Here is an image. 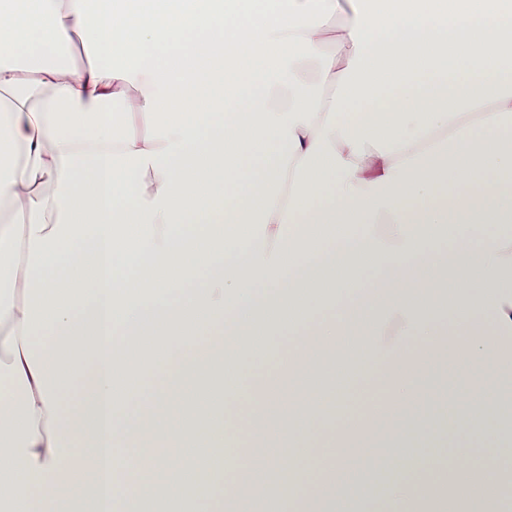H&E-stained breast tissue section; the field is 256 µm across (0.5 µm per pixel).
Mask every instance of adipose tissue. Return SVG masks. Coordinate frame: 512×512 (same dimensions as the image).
I'll return each instance as SVG.
<instances>
[{
    "label": "adipose tissue",
    "instance_id": "obj_1",
    "mask_svg": "<svg viewBox=\"0 0 512 512\" xmlns=\"http://www.w3.org/2000/svg\"><path fill=\"white\" fill-rule=\"evenodd\" d=\"M87 2L0 0V210L11 214L0 225L11 292L0 301V512L32 499L83 512L80 483L100 488L94 512H139L170 493L234 499L241 483H205L224 454L212 436L257 435L284 402L300 452L262 454L249 498L266 500L351 405L295 389L263 397L259 424L228 429L240 390L180 380L139 392L163 421L139 427L113 379L149 365L136 334L151 312L158 342L192 351L205 375L223 336L252 358L257 314L303 326L335 305L297 340L307 372L329 381L362 351L358 380L401 372L385 409L417 400L407 368L418 346L458 350L467 417L497 440L501 409L473 384L492 354L487 327L512 329V37L493 26L512 12L506 0H481L476 21L466 0H350L336 26L341 0H278L230 28L226 0H113L93 14ZM77 45L92 62L65 61ZM132 224L149 263L131 278L114 245ZM198 278L199 293L169 310ZM121 326L133 333L118 342ZM48 332L63 347L41 346ZM377 433L383 467L428 444L409 416ZM188 440L203 450L198 478L168 489L160 477L185 466ZM150 442L146 469L99 485L106 454ZM511 466L462 457L450 490L397 481L387 499L393 512H491L470 487Z\"/></svg>",
    "mask_w": 512,
    "mask_h": 512
}]
</instances>
